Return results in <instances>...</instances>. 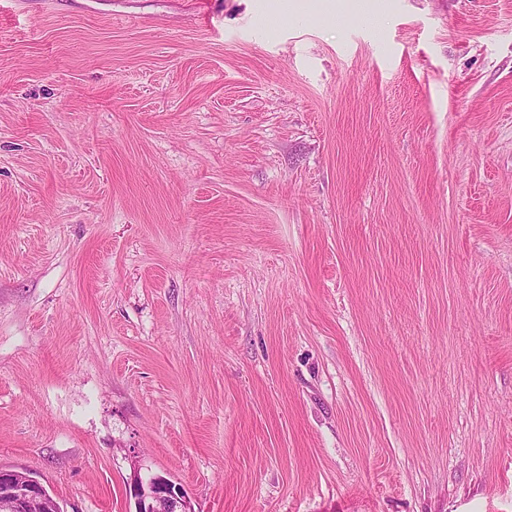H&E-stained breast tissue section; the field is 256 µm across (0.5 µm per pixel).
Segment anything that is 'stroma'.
<instances>
[{
	"label": "stroma",
	"mask_w": 512,
	"mask_h": 512,
	"mask_svg": "<svg viewBox=\"0 0 512 512\" xmlns=\"http://www.w3.org/2000/svg\"><path fill=\"white\" fill-rule=\"evenodd\" d=\"M0 0V464L63 512H512V0ZM126 494L134 500V512H192L181 485L160 474L142 476L141 468L134 469ZM162 504L167 510L159 508Z\"/></svg>",
	"instance_id": "1"
}]
</instances>
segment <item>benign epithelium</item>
<instances>
[{"mask_svg":"<svg viewBox=\"0 0 512 512\" xmlns=\"http://www.w3.org/2000/svg\"><path fill=\"white\" fill-rule=\"evenodd\" d=\"M126 494L135 512H192L181 485L166 476L134 469ZM0 512H63L47 488L30 473L0 465Z\"/></svg>","mask_w":512,"mask_h":512,"instance_id":"benign-epithelium-1","label":"benign epithelium"}]
</instances>
